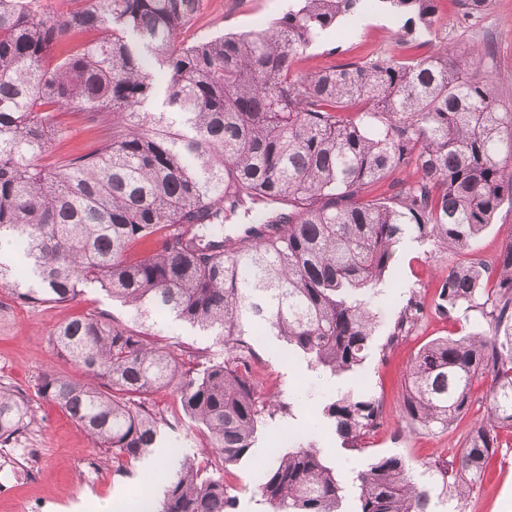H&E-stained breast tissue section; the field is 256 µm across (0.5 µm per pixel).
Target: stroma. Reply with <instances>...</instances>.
Masks as SVG:
<instances>
[{
    "mask_svg": "<svg viewBox=\"0 0 512 512\" xmlns=\"http://www.w3.org/2000/svg\"><path fill=\"white\" fill-rule=\"evenodd\" d=\"M288 0H203L200 13L181 31L180 39L190 44L228 31L260 30L279 17ZM395 24L390 16L371 12L364 24L350 34H329L298 60L294 69L307 72L320 66L353 61L377 53H396ZM443 44L451 60H470L474 49L484 55L478 69L496 86L512 88V0H492L488 10L477 17H463L450 4L442 6ZM68 135L53 143L38 162L46 165L58 158L95 147L106 138L110 122L98 118L89 122L81 114L66 116ZM512 240V205L503 204L492 224L476 242V255L496 258L506 242ZM461 257L441 253L430 243L407 241L396 251V260L382 288L384 307L380 321L358 375L325 378L312 371L303 358L283 364L275 341L259 348L253 369L265 391L288 395L304 392L289 418H276L264 426L250 458L234 466L227 478L237 498V512H268L255 494V480L275 453L286 449L278 435L283 425L302 431L318 443L327 461L335 466L344 486H351L357 473L366 469L373 456L401 454L411 465L418 482L442 489V481L427 462L452 459L466 436L488 406L489 380L476 382L468 413L443 433H426L407 427L400 416L403 379L416 352L428 342L443 336L481 331L485 321L478 313L463 320L436 314L432 306L437 297L441 273L460 262ZM418 294L428 311L410 336L395 346L386 340L399 308L410 294ZM86 313H104L127 320V311L95 286L83 287L79 297L66 304H26L10 292L0 290V383L24 394L33 410L34 420L17 439L0 448V512H97L99 503L116 493L139 496L150 476L143 463H135L128 474H115L112 454L95 447L84 431L60 409L42 400L37 388L43 373L78 376V368L57 356L47 344L49 332L65 320ZM159 343L170 347L183 369L197 368L199 350L211 341L192 329H180L169 335L166 326L154 328ZM356 397L377 399L384 408L378 434L370 436L364 451L343 449L333 428L320 414V402L337 390ZM500 446L487 463L483 483L470 494L464 512H512V429L499 433Z\"/></svg>",
    "mask_w": 512,
    "mask_h": 512,
    "instance_id": "obj_1",
    "label": "stroma"
}]
</instances>
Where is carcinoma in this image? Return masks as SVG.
I'll return each instance as SVG.
<instances>
[{"label":"carcinoma","mask_w":512,"mask_h":512,"mask_svg":"<svg viewBox=\"0 0 512 512\" xmlns=\"http://www.w3.org/2000/svg\"><path fill=\"white\" fill-rule=\"evenodd\" d=\"M36 0H0V286L25 303H65L97 285L129 309L89 314L50 333L82 377L54 371L39 394L112 450L116 473L149 456L173 470L143 512H236L224 477L172 453L165 429L182 418L205 434L223 471L253 453L261 425L293 402L262 393L258 336L321 376L357 374L382 306L380 286L406 239L468 252L512 202V109L504 93L430 45L441 0H297L260 31L192 44L181 30L202 0H73L63 17ZM463 15L491 0H456ZM373 6L397 23L409 53L373 54L298 75L294 59L319 34L353 25ZM166 77L164 107L155 69ZM62 112L112 121L98 148L53 168L37 158L62 135ZM251 218L240 232L223 224ZM436 313L481 314L488 331L444 336L407 371L409 426L442 433L491 378L489 408L453 459L434 464L455 512L512 429V241L493 267L452 266ZM411 296L386 347L421 319ZM212 338L201 367L184 371L150 326ZM168 389L173 420L146 396ZM344 449L361 452L382 406L349 393L321 404ZM25 397L0 387V442L28 425ZM272 512H432V489L398 454L376 455L347 491L321 448L299 437L260 472Z\"/></svg>","instance_id":"cac0c4a2"}]
</instances>
